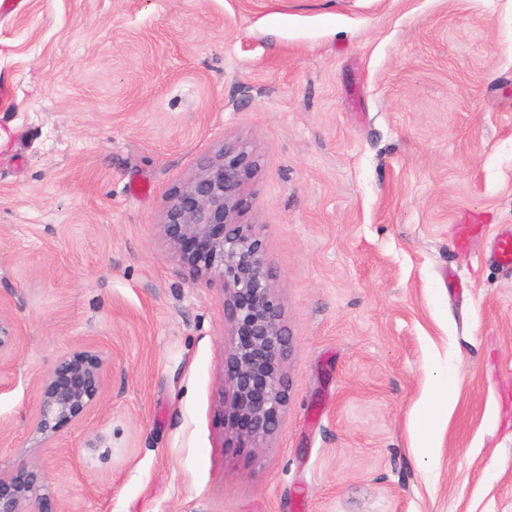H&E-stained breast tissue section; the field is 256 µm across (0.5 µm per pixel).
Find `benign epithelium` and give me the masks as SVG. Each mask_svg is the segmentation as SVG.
Here are the masks:
<instances>
[{"label": "benign epithelium", "instance_id": "benign-epithelium-1", "mask_svg": "<svg viewBox=\"0 0 512 512\" xmlns=\"http://www.w3.org/2000/svg\"><path fill=\"white\" fill-rule=\"evenodd\" d=\"M257 161L240 140H225L167 197L160 224L182 264L222 281L232 347L224 362L220 408L224 429L246 448H266L288 399L284 370L288 330L263 240L240 223L245 183ZM104 360L90 350L62 357L44 376L34 429L50 442L64 422L100 398ZM46 474L21 466L0 470V512H53Z\"/></svg>", "mask_w": 512, "mask_h": 512}]
</instances>
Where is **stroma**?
<instances>
[{"label":"stroma","instance_id":"obj_1","mask_svg":"<svg viewBox=\"0 0 512 512\" xmlns=\"http://www.w3.org/2000/svg\"><path fill=\"white\" fill-rule=\"evenodd\" d=\"M228 138L291 339L265 448L224 432L222 283L160 228ZM509 228L512 0H25L0 14V469L48 472L58 512H512ZM79 350L101 397L43 442L40 381Z\"/></svg>","mask_w":512,"mask_h":512}]
</instances>
